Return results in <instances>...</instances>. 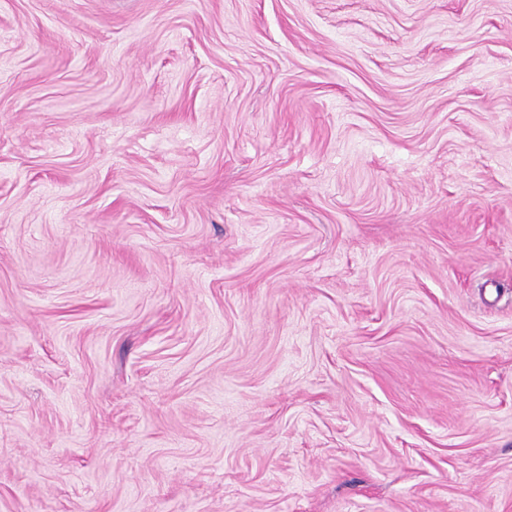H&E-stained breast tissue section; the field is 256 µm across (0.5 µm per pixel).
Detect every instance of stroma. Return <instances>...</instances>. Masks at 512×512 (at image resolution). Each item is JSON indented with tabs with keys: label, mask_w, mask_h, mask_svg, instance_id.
<instances>
[{
	"label": "stroma",
	"mask_w": 512,
	"mask_h": 512,
	"mask_svg": "<svg viewBox=\"0 0 512 512\" xmlns=\"http://www.w3.org/2000/svg\"><path fill=\"white\" fill-rule=\"evenodd\" d=\"M0 512H512V0H0Z\"/></svg>",
	"instance_id": "35a3bbf8"
}]
</instances>
